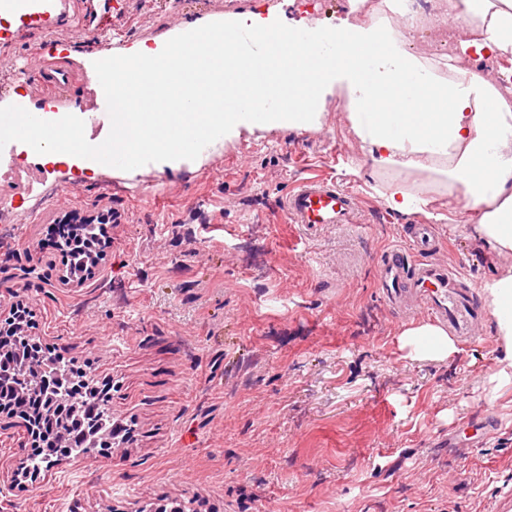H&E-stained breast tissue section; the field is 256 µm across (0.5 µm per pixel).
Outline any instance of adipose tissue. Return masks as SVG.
<instances>
[{"mask_svg":"<svg viewBox=\"0 0 512 512\" xmlns=\"http://www.w3.org/2000/svg\"><path fill=\"white\" fill-rule=\"evenodd\" d=\"M454 17L480 35L465 53L512 65V0H457ZM230 32L203 20L151 43L112 50V125L106 135L73 137L64 129L10 122L18 135L38 133L47 163L106 171L112 156L138 154L159 169L200 160L241 129L313 131L332 88L380 171L436 175L462 196L473 237L488 251L512 254V98L477 73L440 76L407 48L408 31L391 18L357 19L322 29L287 28L273 16L235 15ZM255 42L239 51L236 32ZM506 358L491 381L512 384V269L484 285ZM399 341L411 357L443 360L455 350L447 330L420 323Z\"/></svg>","mask_w":512,"mask_h":512,"instance_id":"ef3b65f1","label":"adipose tissue"}]
</instances>
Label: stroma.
I'll use <instances>...</instances> for the list:
<instances>
[{
  "instance_id": "obj_1",
  "label": "stroma",
  "mask_w": 512,
  "mask_h": 512,
  "mask_svg": "<svg viewBox=\"0 0 512 512\" xmlns=\"http://www.w3.org/2000/svg\"><path fill=\"white\" fill-rule=\"evenodd\" d=\"M93 23L27 33L34 45L98 57L248 9L328 25L349 0H86ZM464 21L411 34L440 70L494 77L476 55L447 54ZM356 193L362 223L308 236L289 223L288 190L309 172ZM377 172L328 94L321 129L242 133L201 166L91 176L60 165L36 191L0 203V315L34 313L32 336L108 388L130 430L112 458L73 455L29 489L10 485L30 458L23 420L0 419V512H503L512 490V386L491 398L504 347L486 317L482 344L414 359L400 333L424 322L389 310L381 255L420 214L389 210ZM406 186L441 214L448 262L484 282L512 269L458 217L463 204L424 173ZM117 213L95 273L62 284L47 231L72 211Z\"/></svg>"
}]
</instances>
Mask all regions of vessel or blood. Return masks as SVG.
Instances as JSON below:
<instances>
[{"label": "vessel or blood", "instance_id": "vessel-or-blood-1", "mask_svg": "<svg viewBox=\"0 0 512 512\" xmlns=\"http://www.w3.org/2000/svg\"><path fill=\"white\" fill-rule=\"evenodd\" d=\"M2 10L17 14L26 30L50 32L70 20L69 0H0ZM0 60L18 68L35 64L37 76L31 86V101L49 102L55 112L74 111L73 89L89 83L98 88L101 111L110 108L112 85L105 77V60L85 65L59 53H44L39 46L18 56L2 52ZM284 206L290 223L303 225L312 234L326 226L361 221L355 194L322 176L306 178L290 189ZM438 251V236L432 225L409 228L402 243L381 256L377 280L380 295L396 311L418 303L428 316L447 323L465 342H480L484 311L473 279L464 267L439 262Z\"/></svg>", "mask_w": 512, "mask_h": 512}]
</instances>
